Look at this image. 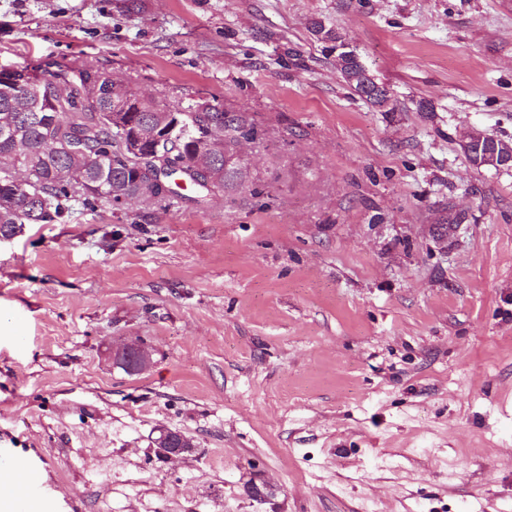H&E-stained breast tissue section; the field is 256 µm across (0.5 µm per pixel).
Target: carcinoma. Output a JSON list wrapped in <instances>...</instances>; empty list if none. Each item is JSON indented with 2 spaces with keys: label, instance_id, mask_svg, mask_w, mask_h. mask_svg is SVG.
I'll return each mask as SVG.
<instances>
[{
  "label": "carcinoma",
  "instance_id": "cac0c4a2",
  "mask_svg": "<svg viewBox=\"0 0 512 512\" xmlns=\"http://www.w3.org/2000/svg\"><path fill=\"white\" fill-rule=\"evenodd\" d=\"M321 42L339 39L335 29L314 21ZM340 73L359 92L358 65L340 55ZM0 232L18 224H52L79 204L117 209L141 198L160 208L171 195L160 192L157 172L190 169L197 149L205 150V173L189 176L198 197L224 193L237 180L227 154L239 138L254 140L256 127L243 112L224 120V105L191 97L144 99L128 85L87 61H42L12 69L0 80ZM143 137L140 156L123 145Z\"/></svg>",
  "mask_w": 512,
  "mask_h": 512
}]
</instances>
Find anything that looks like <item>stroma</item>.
I'll list each match as a JSON object with an SVG mask.
<instances>
[{
    "instance_id": "35a3bbf8",
    "label": "stroma",
    "mask_w": 512,
    "mask_h": 512,
    "mask_svg": "<svg viewBox=\"0 0 512 512\" xmlns=\"http://www.w3.org/2000/svg\"><path fill=\"white\" fill-rule=\"evenodd\" d=\"M48 57L261 137L208 203L0 240V462L54 512H512V168L462 148L512 141V0H0V67ZM128 339L148 371L108 360ZM484 137L487 139V141L486 148L483 151L482 141ZM491 138L493 137L486 133H483V137L481 138L479 144H477L476 140H465L463 146L466 150L469 160L472 162L473 165L479 167L500 168L504 166H512V155H498L497 150H492V148L490 147V145H492ZM469 155L477 156L479 165H477L476 161ZM157 432L154 442L162 449L166 458L180 457L195 446L193 439L180 431L159 427Z\"/></svg>"
}]
</instances>
